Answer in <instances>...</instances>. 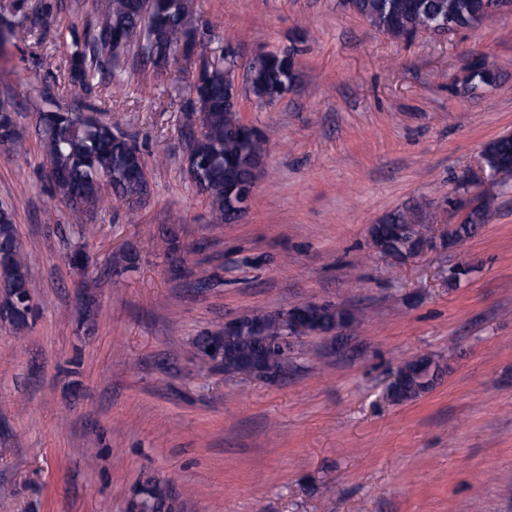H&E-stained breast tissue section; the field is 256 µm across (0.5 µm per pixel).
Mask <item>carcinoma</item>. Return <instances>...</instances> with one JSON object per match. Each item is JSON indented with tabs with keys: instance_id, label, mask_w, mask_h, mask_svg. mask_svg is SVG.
Instances as JSON below:
<instances>
[{
	"instance_id": "1",
	"label": "carcinoma",
	"mask_w": 512,
	"mask_h": 512,
	"mask_svg": "<svg viewBox=\"0 0 512 512\" xmlns=\"http://www.w3.org/2000/svg\"><path fill=\"white\" fill-rule=\"evenodd\" d=\"M351 10L391 40H400L424 23L454 21L462 28L476 26L477 0H348ZM96 23L83 38L74 42L69 60L71 82L89 88L96 72L107 64L111 77L126 71L125 60L134 57L157 71H163L182 59L192 60L197 49L204 48L203 36L194 23L192 0H96ZM21 37V27L0 20V52ZM236 66L233 59L214 65L207 57L189 86V96L201 104L200 130H195L196 109H184L183 132L191 143L195 167L186 174L196 191L208 200L215 224H234L238 216L231 190L251 177L254 164L264 160L265 135L254 130L250 135L240 128L238 115L227 106L229 74ZM254 74V96L262 104H271L265 95L286 91L299 77L292 57L287 53H264L250 63ZM37 113L35 132L43 155L42 166L50 168L46 178L53 194L78 214L97 210L104 187L123 202L130 221L148 197L150 181L147 165L137 146L112 124L100 119H82L60 109L50 97ZM15 106L0 110V143L13 151L24 147L27 131L17 123ZM488 167L500 174L501 182L512 179V136H501L483 150ZM481 204L473 211L470 228L486 222L496 195L485 189ZM414 215L398 211L373 225L371 241L386 243L387 253L400 256L409 250L408 238L397 229L412 223ZM162 240L172 270L184 276L187 270L179 238L172 228ZM34 310L33 285L23 253L18 225L7 207L0 208V315L17 331L28 327ZM296 317L301 330L281 329L271 314L255 311L250 323L239 332H216L199 336L193 343L196 357L205 366L215 364L209 347L223 351L224 368L238 371L256 363L276 374L281 369V345L293 350L292 339L300 334L329 333L352 319L345 310L332 307H301ZM440 365L427 357L405 361L391 392L396 402H405L432 387ZM144 512H155L165 497L163 489H146Z\"/></svg>"
}]
</instances>
